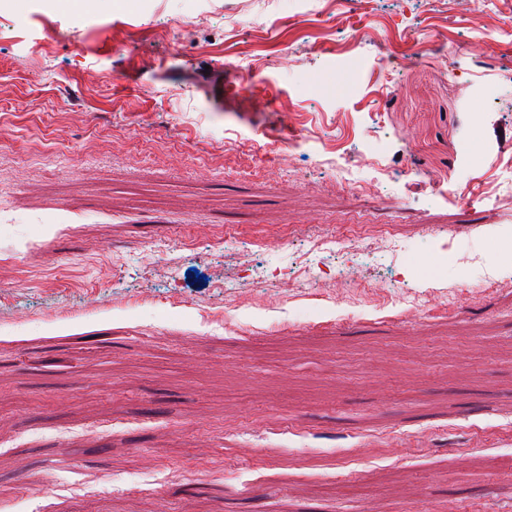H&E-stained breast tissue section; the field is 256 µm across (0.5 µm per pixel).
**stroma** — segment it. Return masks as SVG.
Masks as SVG:
<instances>
[{"label": "stroma", "mask_w": 512, "mask_h": 512, "mask_svg": "<svg viewBox=\"0 0 512 512\" xmlns=\"http://www.w3.org/2000/svg\"><path fill=\"white\" fill-rule=\"evenodd\" d=\"M511 16L1 8L7 512H512Z\"/></svg>", "instance_id": "obj_1"}]
</instances>
